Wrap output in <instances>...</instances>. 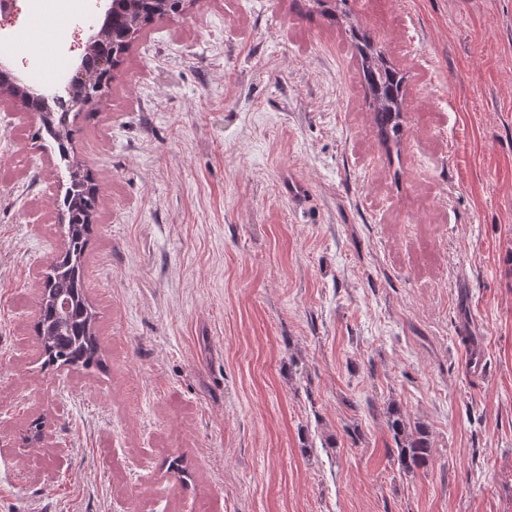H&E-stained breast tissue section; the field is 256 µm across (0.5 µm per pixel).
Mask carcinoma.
Wrapping results in <instances>:
<instances>
[{
	"label": "carcinoma",
	"instance_id": "obj_1",
	"mask_svg": "<svg viewBox=\"0 0 512 512\" xmlns=\"http://www.w3.org/2000/svg\"><path fill=\"white\" fill-rule=\"evenodd\" d=\"M186 0H112L102 25L104 34L84 54L72 79L73 94L87 101L95 99L111 69L130 43L154 19L178 14ZM311 10L336 22L350 14L349 0H308ZM360 59L365 99L382 142L399 144L404 136L406 76L379 50L372 34L360 25L349 29ZM6 90L27 101L40 113V123L31 139L48 134L57 143L59 155L70 157L72 128L69 113L60 116L22 83ZM70 185L59 207L64 221L62 252L42 273L35 325L36 345L42 368H73L93 373L104 367L105 350L97 332V311L87 296L84 277L86 251L100 197L88 172L76 161L70 166ZM386 423L397 448V461L407 474L426 467L432 460V442L427 429L412 423L396 404L386 411Z\"/></svg>",
	"mask_w": 512,
	"mask_h": 512
}]
</instances>
